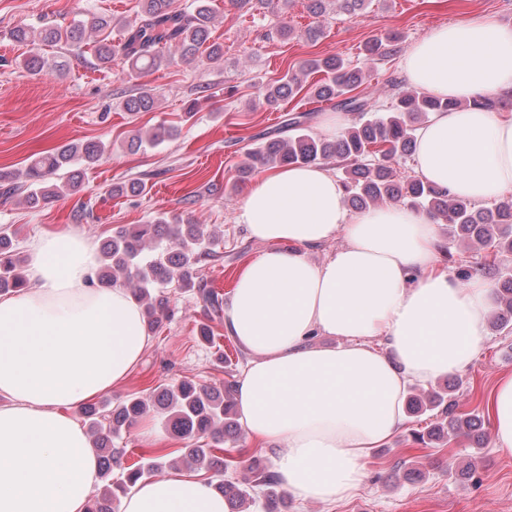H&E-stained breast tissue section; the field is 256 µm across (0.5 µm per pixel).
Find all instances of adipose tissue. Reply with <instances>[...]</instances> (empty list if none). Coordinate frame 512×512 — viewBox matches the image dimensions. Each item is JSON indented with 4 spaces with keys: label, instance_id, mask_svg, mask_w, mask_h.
<instances>
[{
    "label": "adipose tissue",
    "instance_id": "ef3b65f1",
    "mask_svg": "<svg viewBox=\"0 0 512 512\" xmlns=\"http://www.w3.org/2000/svg\"><path fill=\"white\" fill-rule=\"evenodd\" d=\"M407 79L462 101L417 133L425 180L479 203L512 195V113L469 99L512 90V24L467 16L406 53ZM240 219L267 246L233 290L224 327L249 353L237 382L250 435L282 446L277 473L306 501L350 498L364 461L405 425L411 384L462 372L487 339L493 285L438 269V228L390 204L349 211L322 165L253 184ZM343 235L325 260L308 252ZM28 288L0 299V512H85L99 460L72 411L126 380L149 345L127 288H94L98 253L71 230L28 245ZM334 337L331 345L319 344ZM382 337L383 347L372 340ZM493 447L512 457V374L493 392ZM118 512H228L209 479L164 473Z\"/></svg>",
    "mask_w": 512,
    "mask_h": 512
}]
</instances>
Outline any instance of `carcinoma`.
<instances>
[{
    "mask_svg": "<svg viewBox=\"0 0 512 512\" xmlns=\"http://www.w3.org/2000/svg\"><path fill=\"white\" fill-rule=\"evenodd\" d=\"M191 10L174 6V0H140L135 19L96 17L90 25L78 22L66 28L51 23L38 27H19L13 31L14 41L27 45L35 53L25 58L23 66L32 72L53 70L57 64L36 52L42 45L66 44L82 46L89 43L99 65L106 67L119 57L131 77H142L181 61L191 63L206 52L207 60L218 66L224 61L223 45L210 41L215 14L210 0H193ZM311 10L326 11L332 2L337 8L352 13L366 8L371 0H310ZM394 37L376 38L366 46L367 52L390 56ZM321 73L324 78L305 86L309 73ZM366 74L353 68L339 56L310 61L299 72H288L268 85L264 102L270 108L301 90L308 97L326 102L345 113L357 115L358 121L336 136H316L306 125L309 114L287 119L286 127L293 131L288 137L266 134L264 141L248 155V162L238 170L237 181L247 180L258 168H280L314 164L330 159L341 167L344 194L356 209H367L388 202H401L418 208L435 223L448 225V246H463L484 256L496 258L512 253V198L490 206L478 207L448 190L421 178L399 179L393 162L414 154L416 131L435 112H444L458 103L435 98L414 88L399 92L383 112L374 110L363 94L356 92L365 83ZM155 89L143 86L136 96L123 101L127 112H150L157 107ZM475 107L488 111L512 107V95L481 96L472 100ZM178 134V127L161 122L145 131L138 129L126 141V148L136 151L143 145L156 146ZM108 150L102 141H77L54 151L31 158L24 169H0V194L25 193V202L39 208L58 198L79 191L80 173L72 166L95 164ZM146 190L141 181L112 187L114 196L140 195ZM215 235L207 225L197 223L190 215L166 214L148 224H133L118 228L99 247V266L90 280L97 288H110L117 283L128 285L131 295L143 307L146 330L160 326L169 298L164 288L176 284L193 288L205 310L221 311L223 300L207 287L201 275L205 262L215 256ZM27 279L24 258L14 245V233L0 229V295L24 288ZM512 322V276L500 283L495 298L491 323L504 328ZM234 386L227 382L219 392L193 380H183L164 388L149 398L133 396L110 405L108 402L88 404L82 414L86 420L92 444L100 460V477L104 482L101 495L91 500L87 512H118L120 499L127 496L137 483L145 481L175 462L162 456L146 458L112 478V466L120 463L124 449L116 447L122 432L131 427L153 408L168 414L172 433L183 441L181 461L189 467L205 470L219 478L214 488L223 493L229 512H241L254 504L250 487H238L222 479L231 461L221 459L215 450L226 438H235L241 425L234 407ZM458 402L446 389L437 387L419 394L413 392L405 400L411 415L436 411L448 418L447 433L469 438L479 426L478 420L456 412ZM436 426L427 433H418L417 440L440 438ZM254 485L261 488L262 508L277 512V503L285 497L283 484L274 471L253 468Z\"/></svg>",
    "mask_w": 512,
    "mask_h": 512,
    "instance_id": "obj_1",
    "label": "carcinoma"
}]
</instances>
